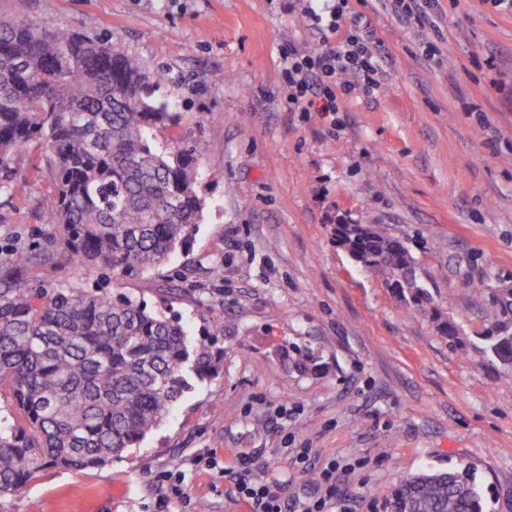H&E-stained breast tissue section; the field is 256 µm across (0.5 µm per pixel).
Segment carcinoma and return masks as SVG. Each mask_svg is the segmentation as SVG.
Segmentation results:
<instances>
[{
    "label": "carcinoma",
    "instance_id": "carcinoma-1",
    "mask_svg": "<svg viewBox=\"0 0 512 512\" xmlns=\"http://www.w3.org/2000/svg\"><path fill=\"white\" fill-rule=\"evenodd\" d=\"M167 73L107 41L35 21L0 22V190L15 195L31 171L52 191L45 221L52 259L127 277L164 266L203 218L202 142L164 132L179 124L159 95ZM39 155L26 159L30 143ZM407 309L428 300L406 244L377 224L345 238ZM18 249L0 270V399L25 426L0 425V496L23 489L48 464L98 469L158 428L189 389L186 370H216L190 348L181 319L127 296L27 276ZM504 318L479 336L512 381V291ZM389 512H483L466 471L425 472L385 493Z\"/></svg>",
    "mask_w": 512,
    "mask_h": 512
}]
</instances>
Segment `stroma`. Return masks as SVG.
<instances>
[{
	"mask_svg": "<svg viewBox=\"0 0 512 512\" xmlns=\"http://www.w3.org/2000/svg\"><path fill=\"white\" fill-rule=\"evenodd\" d=\"M307 0H0V19L80 28L166 70L175 136L204 146L203 221L186 252L123 278L119 293L167 300L192 342L223 352L160 427L105 467H48L0 512H157L160 471L184 477L166 512H253L232 469L249 455L295 502L342 465L327 512H386L404 476L469 470L484 512H512V383L477 350L512 289V13L438 0L425 26L387 0H349L350 28L380 45L373 94L323 112L288 109L281 52H313ZM51 180L0 192V267L91 284L49 257ZM379 224L406 243L430 299L404 311L341 249L334 225ZM484 290H475L477 282ZM454 319V346L440 326ZM223 335H211L213 325ZM306 448L308 466L286 451ZM215 454L218 465L195 463Z\"/></svg>",
	"mask_w": 512,
	"mask_h": 512,
	"instance_id": "35a3bbf8",
	"label": "stroma"
}]
</instances>
